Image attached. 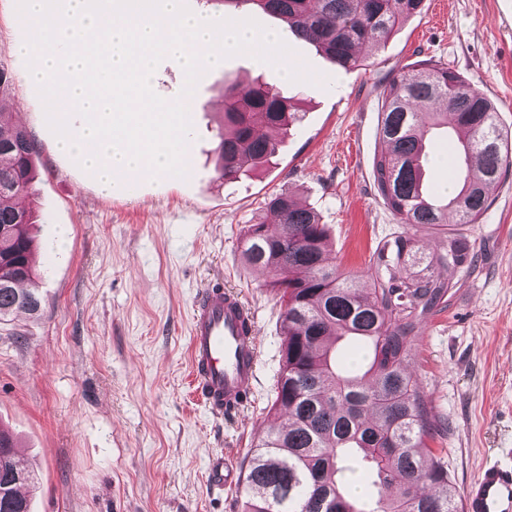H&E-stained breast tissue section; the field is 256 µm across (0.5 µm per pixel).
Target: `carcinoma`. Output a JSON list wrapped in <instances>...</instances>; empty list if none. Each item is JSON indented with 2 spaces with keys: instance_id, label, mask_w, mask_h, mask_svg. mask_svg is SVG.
Listing matches in <instances>:
<instances>
[{
  "instance_id": "cac0c4a2",
  "label": "carcinoma",
  "mask_w": 512,
  "mask_h": 512,
  "mask_svg": "<svg viewBox=\"0 0 512 512\" xmlns=\"http://www.w3.org/2000/svg\"><path fill=\"white\" fill-rule=\"evenodd\" d=\"M284 18L299 39L315 45L338 67L360 66V49L379 48L424 0H218ZM8 70L0 65V320L40 311L30 260L32 213L14 204L34 179L35 146L11 123L3 101ZM373 157V184L399 231L379 245L369 268L372 287L327 258V231L317 213L286 191L265 201L273 223L251 224L242 239L246 265L272 275L269 286L285 305L282 368L272 409L285 422L259 438L245 475L241 512H460L442 458L429 442L438 426L426 397L407 369L419 331L448 307L456 275L475 266V246L448 235L407 275L420 227L477 224L488 210L487 191L512 168V131L494 101L460 73L431 60L403 67L382 85ZM295 119L288 98L263 83L234 88L224 108L217 145L218 179L237 180L276 153L273 132ZM443 126L456 133L466 169L450 195L426 192V135ZM357 339L365 357L340 359L341 341ZM13 437L0 430V500L10 512H30L20 493L36 485L16 457ZM359 469L367 493L351 491Z\"/></svg>"
}]
</instances>
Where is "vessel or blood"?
Wrapping results in <instances>:
<instances>
[{
  "instance_id": "b4317fda",
  "label": "vessel or blood",
  "mask_w": 512,
  "mask_h": 512,
  "mask_svg": "<svg viewBox=\"0 0 512 512\" xmlns=\"http://www.w3.org/2000/svg\"><path fill=\"white\" fill-rule=\"evenodd\" d=\"M256 320L222 284L204 287L196 298L187 351L198 401L213 417L246 402L257 374ZM463 512H512V463L489 460L467 486Z\"/></svg>"
}]
</instances>
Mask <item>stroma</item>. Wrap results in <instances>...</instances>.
Instances as JSON below:
<instances>
[{
    "label": "stroma",
    "instance_id": "stroma-1",
    "mask_svg": "<svg viewBox=\"0 0 512 512\" xmlns=\"http://www.w3.org/2000/svg\"><path fill=\"white\" fill-rule=\"evenodd\" d=\"M18 0H0V65L7 105L36 148L32 195L38 315L0 321V425L38 478L32 512H237L243 483L217 493L208 467H248L281 364L283 307L268 274L244 264L248 225L270 221V194L289 191L329 230L328 257L369 287L379 243L398 224L377 195L371 167L379 92L409 64L434 59L495 101L512 129V0H424L362 68L342 70L289 38L291 64L317 82L240 54L208 70L194 92L187 178L137 177L102 190L62 153L45 104L15 46L27 37ZM259 80L291 98L296 120L271 162L235 182L218 179V108L235 84ZM480 223L463 226L478 263L447 308L423 324L407 368L445 433L435 442L464 490L483 463L512 453V171L488 191ZM221 280L254 312L258 371L247 403L211 417L190 387L186 345L193 301Z\"/></svg>",
    "mask_w": 512,
    "mask_h": 512
}]
</instances>
